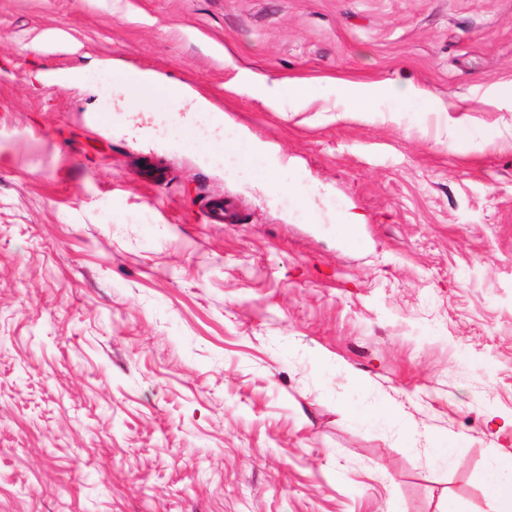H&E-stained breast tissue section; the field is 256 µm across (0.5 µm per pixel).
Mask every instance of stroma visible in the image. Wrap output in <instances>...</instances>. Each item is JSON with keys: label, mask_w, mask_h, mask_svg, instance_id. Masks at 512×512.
<instances>
[{"label": "stroma", "mask_w": 512, "mask_h": 512, "mask_svg": "<svg viewBox=\"0 0 512 512\" xmlns=\"http://www.w3.org/2000/svg\"><path fill=\"white\" fill-rule=\"evenodd\" d=\"M111 64L209 99L290 197L155 131L161 93L121 112ZM498 452L512 0H0V512H492ZM349 84L352 88V94L356 106L362 112H370L372 110L374 100L385 91L382 86L375 84Z\"/></svg>", "instance_id": "1"}]
</instances>
